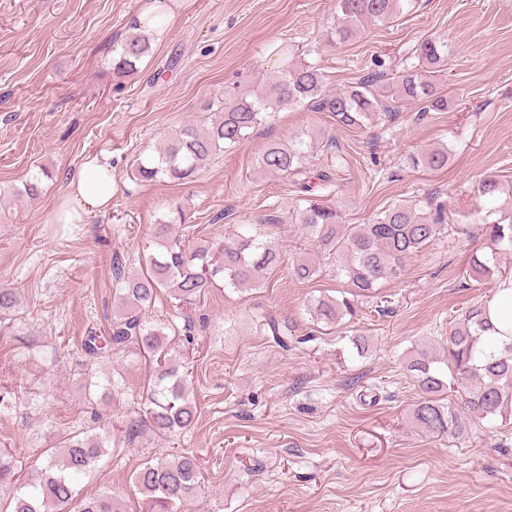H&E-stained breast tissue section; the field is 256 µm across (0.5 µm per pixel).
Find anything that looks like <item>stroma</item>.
I'll return each instance as SVG.
<instances>
[{
  "label": "stroma",
  "instance_id": "1",
  "mask_svg": "<svg viewBox=\"0 0 512 512\" xmlns=\"http://www.w3.org/2000/svg\"><path fill=\"white\" fill-rule=\"evenodd\" d=\"M155 8L163 32L134 74L113 71V51L137 15ZM336 0H0V283L21 309L0 320V390L17 391L0 414V446L18 462L17 483L45 465L97 408L112 446L78 482L80 496L109 491L123 512H147L132 484L148 461L194 453L201 489L179 512H512V418L470 420L463 435L432 437L410 413L419 399L406 362L413 350L442 355L451 315L487 302L512 277V250L490 245L482 227L512 218V0H412L387 24L330 44ZM447 42L444 80L454 106L420 114L392 104L363 129L329 113L279 112L247 140L212 156L188 181L142 183L139 161L156 155L187 124L208 125L219 101L262 92L281 69L280 47L319 66L331 91L373 73L398 76L421 42ZM310 142V172L331 176L344 223L367 224L396 203L435 200L448 214L437 238L359 298L340 325L315 321L319 298L348 287L295 222L291 177L260 171L268 143ZM447 147V168L411 157ZM112 157V207L82 224L53 212L67 175L88 153ZM52 181L40 198L16 196L40 168ZM494 176V195L481 191ZM180 205L190 238L214 243L268 228L279 259L256 288L208 289L170 313L158 300L149 318L173 316V356L186 368L198 418L159 434L143 419V357L89 365L83 336L117 312L112 258L136 273L154 224ZM490 271L470 269L472 254ZM310 258L312 280L291 275ZM275 316L291 342L281 348L262 321ZM368 337L357 354L353 334ZM127 394L110 398L112 375Z\"/></svg>",
  "mask_w": 512,
  "mask_h": 512
}]
</instances>
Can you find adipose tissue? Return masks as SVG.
<instances>
[{"label": "adipose tissue", "instance_id": "1", "mask_svg": "<svg viewBox=\"0 0 512 512\" xmlns=\"http://www.w3.org/2000/svg\"><path fill=\"white\" fill-rule=\"evenodd\" d=\"M112 165L104 153L88 155L68 177L67 192L54 213L61 224H81L112 204Z\"/></svg>", "mask_w": 512, "mask_h": 512}]
</instances>
